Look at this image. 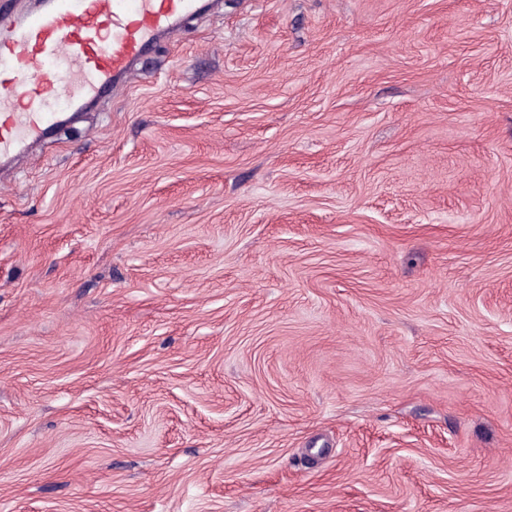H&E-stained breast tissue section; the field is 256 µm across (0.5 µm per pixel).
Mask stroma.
<instances>
[{
  "label": "stroma",
  "instance_id": "1",
  "mask_svg": "<svg viewBox=\"0 0 512 512\" xmlns=\"http://www.w3.org/2000/svg\"><path fill=\"white\" fill-rule=\"evenodd\" d=\"M0 512H512V0H215L0 169Z\"/></svg>",
  "mask_w": 512,
  "mask_h": 512
}]
</instances>
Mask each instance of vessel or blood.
Masks as SVG:
<instances>
[{
    "label": "vessel or blood",
    "mask_w": 512,
    "mask_h": 512,
    "mask_svg": "<svg viewBox=\"0 0 512 512\" xmlns=\"http://www.w3.org/2000/svg\"><path fill=\"white\" fill-rule=\"evenodd\" d=\"M198 0H43L0 31V160L23 154L70 110L111 91Z\"/></svg>",
    "instance_id": "obj_1"
}]
</instances>
